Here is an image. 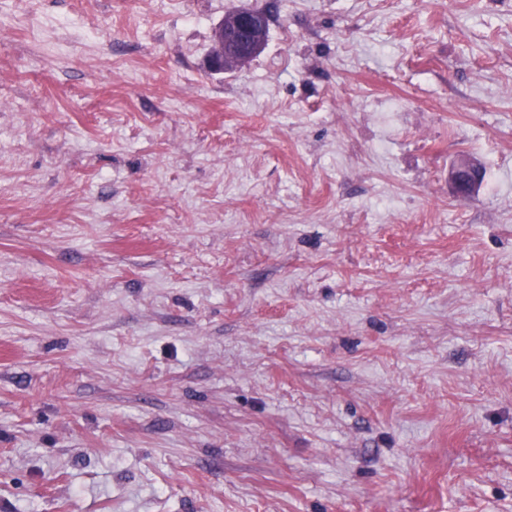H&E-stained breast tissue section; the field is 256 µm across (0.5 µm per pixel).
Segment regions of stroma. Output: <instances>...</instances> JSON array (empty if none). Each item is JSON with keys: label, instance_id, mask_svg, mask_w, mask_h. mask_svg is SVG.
<instances>
[{"label": "stroma", "instance_id": "1", "mask_svg": "<svg viewBox=\"0 0 512 512\" xmlns=\"http://www.w3.org/2000/svg\"><path fill=\"white\" fill-rule=\"evenodd\" d=\"M0 512H512V0H0ZM268 24L265 13L242 8L227 15L218 25L207 67L215 73H224L241 61L252 58L260 49L255 32ZM268 25L264 33L265 44ZM261 47V48H262ZM448 179L458 197L471 198L483 182V163L474 155L462 154L451 164Z\"/></svg>", "mask_w": 512, "mask_h": 512}]
</instances>
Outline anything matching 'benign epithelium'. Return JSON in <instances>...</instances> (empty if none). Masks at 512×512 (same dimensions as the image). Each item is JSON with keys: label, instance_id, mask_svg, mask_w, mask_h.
Here are the masks:
<instances>
[{"label": "benign epithelium", "instance_id": "obj_1", "mask_svg": "<svg viewBox=\"0 0 512 512\" xmlns=\"http://www.w3.org/2000/svg\"><path fill=\"white\" fill-rule=\"evenodd\" d=\"M268 24L265 13L242 8L226 16L218 25L207 67L215 73H224L241 61L252 58L260 49L255 32ZM449 183L455 194L471 198L484 179L482 161L471 154L460 155L448 171Z\"/></svg>", "mask_w": 512, "mask_h": 512}]
</instances>
